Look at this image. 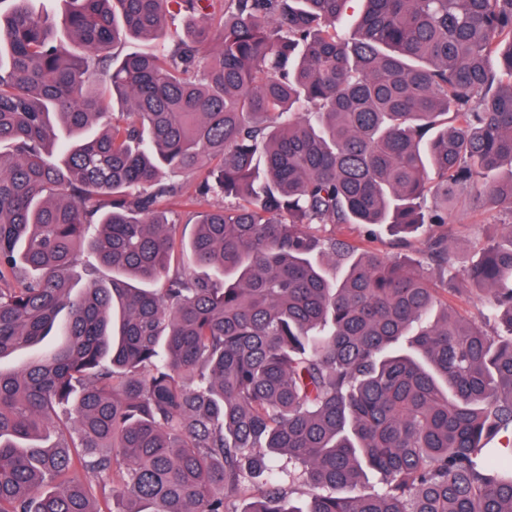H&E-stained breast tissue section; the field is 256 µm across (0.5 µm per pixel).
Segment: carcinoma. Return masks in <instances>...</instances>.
Returning a JSON list of instances; mask_svg holds the SVG:
<instances>
[{
    "instance_id": "carcinoma-1",
    "label": "carcinoma",
    "mask_w": 512,
    "mask_h": 512,
    "mask_svg": "<svg viewBox=\"0 0 512 512\" xmlns=\"http://www.w3.org/2000/svg\"><path fill=\"white\" fill-rule=\"evenodd\" d=\"M33 2L0 0V362L66 340L0 368V512H512V223L467 264L428 235L437 283L319 234L512 214V0ZM61 342V338H56L51 341H47L36 346L30 347L26 349L19 357L5 362L4 367L9 369H16L22 364L36 361L44 358L50 352L57 349L58 345Z\"/></svg>"
}]
</instances>
